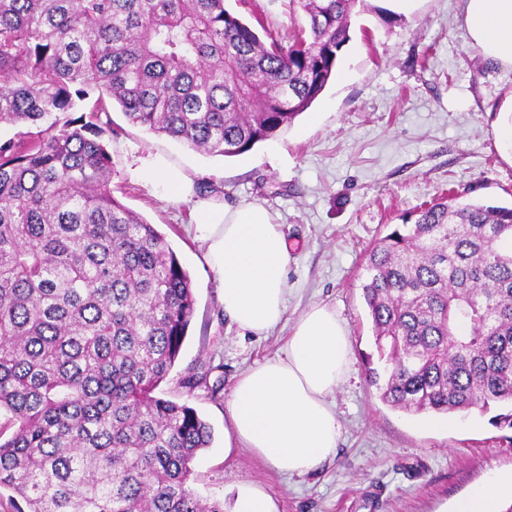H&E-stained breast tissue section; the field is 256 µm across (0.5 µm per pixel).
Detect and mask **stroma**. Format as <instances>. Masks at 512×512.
Returning a JSON list of instances; mask_svg holds the SVG:
<instances>
[{
  "label": "stroma",
  "instance_id": "obj_1",
  "mask_svg": "<svg viewBox=\"0 0 512 512\" xmlns=\"http://www.w3.org/2000/svg\"><path fill=\"white\" fill-rule=\"evenodd\" d=\"M246 21L291 40L303 22L289 0H225ZM350 41L335 78L312 107L276 137L233 157L198 153L102 116L112 156V194L166 237L189 272L196 298L181 356L157 396L194 407L213 442L194 462L192 486L232 504L245 478L279 512H451L473 485L512 474V430L491 413L448 418L386 405L368 382L375 351L360 265L367 249L403 216L444 194L492 205L512 203V158L504 152L500 109L512 98V67L485 58L462 21V0H358ZM166 153L193 180L197 198L214 185L225 204L259 203L281 224L290 247L284 320L267 337L240 335L225 316L218 281L190 229L192 205L147 179ZM334 308L350 331L352 371L336 391L341 437L335 457L302 476H283L243 448L224 449L226 403L241 373L280 353L290 327L313 304ZM210 368L209 390L186 393L189 370Z\"/></svg>",
  "mask_w": 512,
  "mask_h": 512
}]
</instances>
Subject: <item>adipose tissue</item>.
Returning <instances> with one entry per match:
<instances>
[{
	"label": "adipose tissue",
	"instance_id": "adipose-tissue-1",
	"mask_svg": "<svg viewBox=\"0 0 512 512\" xmlns=\"http://www.w3.org/2000/svg\"><path fill=\"white\" fill-rule=\"evenodd\" d=\"M470 42L487 58L512 66V0H463ZM148 177L192 202L194 233L216 273L225 315L262 338L282 321L288 302L290 252L281 225L263 206L194 200L190 177L153 157ZM349 329L335 309L314 305L296 319L283 355L246 370L227 402V435L275 471L307 474L334 457L340 436L333 395L349 372ZM512 475L459 498L453 512H500Z\"/></svg>",
	"mask_w": 512,
	"mask_h": 512
}]
</instances>
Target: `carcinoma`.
Instances as JSON below:
<instances>
[{
    "label": "carcinoma",
    "instance_id": "obj_1",
    "mask_svg": "<svg viewBox=\"0 0 512 512\" xmlns=\"http://www.w3.org/2000/svg\"><path fill=\"white\" fill-rule=\"evenodd\" d=\"M358 0H291L288 43L225 0H0V488L19 512H223L191 486L212 431L154 391L195 309L157 228L109 188L97 120L234 157L288 129L335 73ZM91 120L60 121L88 91ZM369 382L411 414L512 407V207L442 197L362 263ZM207 372L181 380L188 394Z\"/></svg>",
    "mask_w": 512,
    "mask_h": 512
}]
</instances>
